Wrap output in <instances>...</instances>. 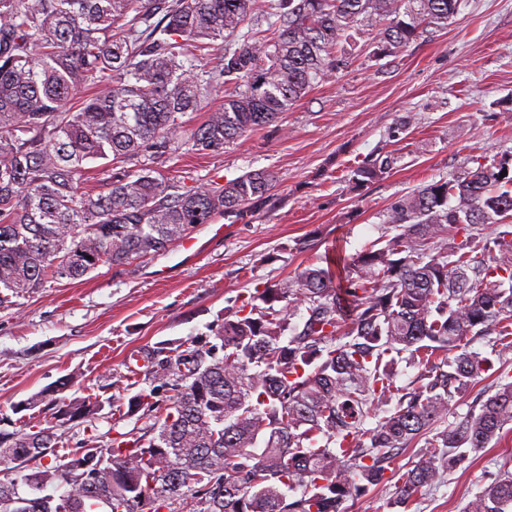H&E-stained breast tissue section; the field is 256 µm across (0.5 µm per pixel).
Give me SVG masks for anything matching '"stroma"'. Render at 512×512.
<instances>
[{
  "mask_svg": "<svg viewBox=\"0 0 512 512\" xmlns=\"http://www.w3.org/2000/svg\"><path fill=\"white\" fill-rule=\"evenodd\" d=\"M377 31L357 36L347 67L329 72L278 122L225 146L220 155L182 154L158 163L186 184L217 185L266 170L276 183L266 204L241 221L220 217L197 227L193 249L167 252L127 267H100L82 279L47 283L0 308V431L45 427L44 404L15 412L59 378L67 394L106 404L93 423L56 430L53 464L84 449L139 437L127 406L112 396L150 388L149 367L130 373L128 358L160 347L207 339L226 310L257 285L324 265L328 254L355 258L385 234L383 214L424 183L460 172L474 156L512 153V0H465L447 28L385 57H374ZM409 129L399 131L405 115ZM392 153V170L360 190L350 171ZM512 382V353L448 407L456 420ZM416 446L396 455L392 469L344 512H403L397 477L416 459ZM512 470V424L501 439L470 454L410 512H462L500 468Z\"/></svg>",
  "mask_w": 512,
  "mask_h": 512,
  "instance_id": "1",
  "label": "stroma"
}]
</instances>
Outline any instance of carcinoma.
<instances>
[{
  "label": "carcinoma",
  "mask_w": 512,
  "mask_h": 512,
  "mask_svg": "<svg viewBox=\"0 0 512 512\" xmlns=\"http://www.w3.org/2000/svg\"><path fill=\"white\" fill-rule=\"evenodd\" d=\"M462 0H265L276 31H253L256 0H0V306L51 281L78 280L102 266L158 255L201 224L243 220L269 198L275 176L250 171L218 187L188 186L155 161L182 150L224 146L277 121L320 78L341 67L338 46L380 30L375 55L391 56L428 29L443 28ZM224 43L208 70L198 53ZM99 93L75 108L83 87ZM230 87L222 106L185 128L210 89ZM112 171L86 188L89 165ZM135 168H128V164ZM472 166L395 200L388 230L340 269L304 266L255 288L213 330L214 341L155 351L152 386L128 400L151 421L139 439L87 448L95 478L43 463L54 428L91 420L97 396L52 390L54 426L0 438V461H39L21 480L28 499L0 481V512H85L102 499L110 512H342L381 483L398 451L448 415V405L482 376L490 354L512 352V231L493 241L478 224H512V155ZM392 157L351 170L364 186ZM455 227L464 239L448 246ZM498 257L483 264L478 255ZM305 309L303 325L291 317ZM401 362L419 369L396 386ZM171 391L165 412L154 401ZM373 420L366 427L367 420ZM512 423V383L437 434L401 475L398 506ZM464 512H512V472L495 477Z\"/></svg>",
  "instance_id": "cac0c4a2"
}]
</instances>
